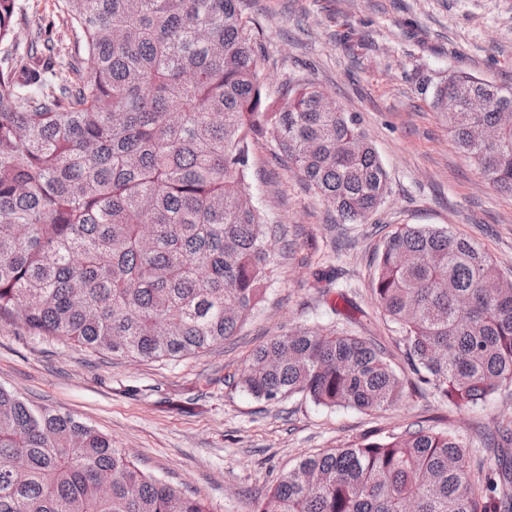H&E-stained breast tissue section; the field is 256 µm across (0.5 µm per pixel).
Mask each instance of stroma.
Wrapping results in <instances>:
<instances>
[{
	"label": "stroma",
	"mask_w": 512,
	"mask_h": 512,
	"mask_svg": "<svg viewBox=\"0 0 512 512\" xmlns=\"http://www.w3.org/2000/svg\"><path fill=\"white\" fill-rule=\"evenodd\" d=\"M18 43L51 30L56 0H25ZM260 31L270 100L285 82H311L359 113L388 174V193L364 222L340 224L333 209L284 166L270 140L252 147L248 183L270 228L288 243L263 301L237 336L204 353L146 361L104 356L0 319V386L33 404L73 414L111 437L149 472L204 499L210 512H250L306 454L378 439L420 424L455 432L483 458L512 387L485 405L410 392L378 412L327 408L302 395L259 401L234 379L250 353L290 327L336 323L382 344L409 376L406 347L371 290L384 237L406 224L471 238L512 278V195L499 192L457 148L444 117L416 91V68H461L512 87V0H243ZM342 292L341 318L331 293Z\"/></svg>",
	"instance_id": "stroma-1"
}]
</instances>
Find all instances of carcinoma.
Here are the masks:
<instances>
[{"instance_id":"carcinoma-1","label":"carcinoma","mask_w":512,"mask_h":512,"mask_svg":"<svg viewBox=\"0 0 512 512\" xmlns=\"http://www.w3.org/2000/svg\"><path fill=\"white\" fill-rule=\"evenodd\" d=\"M241 0H58L52 36L15 46L23 0H0V319L103 355L171 360L224 343L259 304L271 233L247 182L271 140L343 224L388 176L356 112L287 85L268 103ZM458 149L512 195V89L462 70L421 75ZM461 109L448 111V96ZM373 296L419 383L475 406L512 387V279L471 239L412 224L376 257ZM236 385L382 411L407 380L375 341L299 325L252 351ZM451 431L408 427L310 454L254 512H506L512 463L471 474ZM0 512H208L72 415L0 388Z\"/></svg>"}]
</instances>
